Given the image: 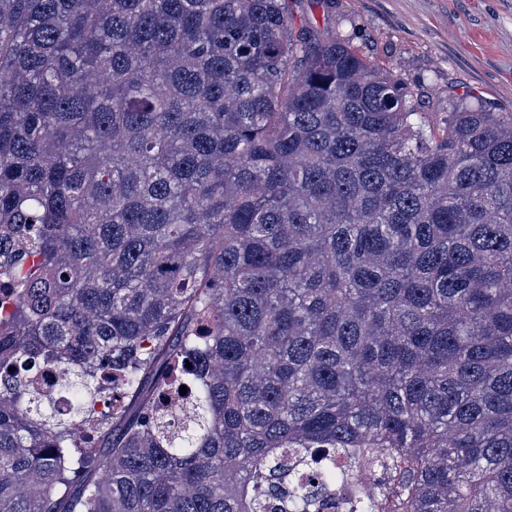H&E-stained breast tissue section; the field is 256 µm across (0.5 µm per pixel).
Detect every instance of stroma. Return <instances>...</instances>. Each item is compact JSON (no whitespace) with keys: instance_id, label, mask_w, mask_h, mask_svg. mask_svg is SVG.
<instances>
[{"instance_id":"stroma-1","label":"stroma","mask_w":512,"mask_h":512,"mask_svg":"<svg viewBox=\"0 0 512 512\" xmlns=\"http://www.w3.org/2000/svg\"><path fill=\"white\" fill-rule=\"evenodd\" d=\"M326 10L339 37L425 102L466 94L512 112V0H301L296 20L316 24Z\"/></svg>"}]
</instances>
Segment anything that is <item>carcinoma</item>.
I'll return each mask as SVG.
<instances>
[{
  "label": "carcinoma",
  "mask_w": 512,
  "mask_h": 512,
  "mask_svg": "<svg viewBox=\"0 0 512 512\" xmlns=\"http://www.w3.org/2000/svg\"><path fill=\"white\" fill-rule=\"evenodd\" d=\"M336 486L512 512V112L292 0H0V512Z\"/></svg>",
  "instance_id": "carcinoma-1"
}]
</instances>
